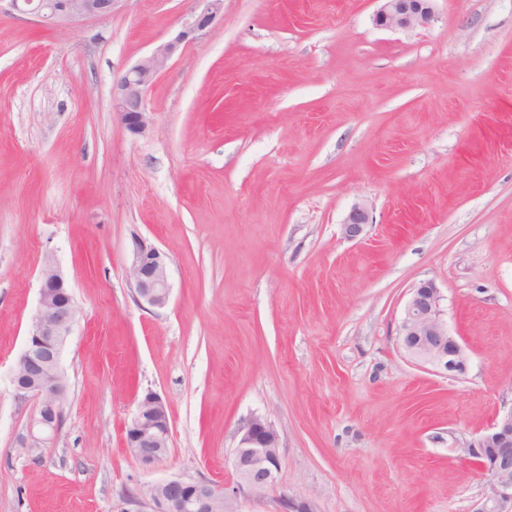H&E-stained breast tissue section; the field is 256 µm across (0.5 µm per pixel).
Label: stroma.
<instances>
[{
    "label": "stroma",
    "mask_w": 512,
    "mask_h": 512,
    "mask_svg": "<svg viewBox=\"0 0 512 512\" xmlns=\"http://www.w3.org/2000/svg\"><path fill=\"white\" fill-rule=\"evenodd\" d=\"M429 26H376L380 0H224L147 93L148 134L112 83L189 0H120L105 22L0 14V512H153L148 485L234 486L254 416L275 482L236 512H471L460 449L512 408V0H436ZM372 222L343 234L351 208ZM166 256L165 307L137 300L138 248ZM53 256L76 323L55 439L11 375ZM430 280L469 361L409 357L399 325ZM167 457L124 444L145 390Z\"/></svg>",
    "instance_id": "1"
}]
</instances>
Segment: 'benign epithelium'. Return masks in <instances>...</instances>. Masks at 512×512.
<instances>
[{"label": "benign epithelium", "mask_w": 512, "mask_h": 512, "mask_svg": "<svg viewBox=\"0 0 512 512\" xmlns=\"http://www.w3.org/2000/svg\"><path fill=\"white\" fill-rule=\"evenodd\" d=\"M8 10L30 14L56 26L85 20L106 21L119 0H0ZM190 18L169 40L156 45L112 84V112L131 135H146L153 125L147 91L180 48L199 39L224 19V0H190ZM435 0H383L374 21L377 26L409 31L428 26L435 18ZM369 223L368 207L355 205L343 223L345 237L360 236ZM130 278L138 299L155 308L167 305L171 285L167 263L155 249H137ZM435 284L422 281L410 293L399 327L400 345L412 358L448 375L467 369L464 346L448 330ZM76 321V307L67 279L53 257L40 272L39 302L23 352L13 370L12 385L20 399L33 398L38 412L23 448H40L57 434L63 419L60 403L69 385L61 367V353ZM171 419L166 403L155 392H145L127 429L126 448L145 467L168 454ZM462 458L483 478L480 497L472 512H512V408L505 411L472 442L461 449ZM236 486L219 487L204 481L172 478L147 487L146 495L157 512H222L231 495L248 491L262 495L275 479L280 463L279 436L273 424L253 417L241 428L235 449Z\"/></svg>", "instance_id": "1"}]
</instances>
